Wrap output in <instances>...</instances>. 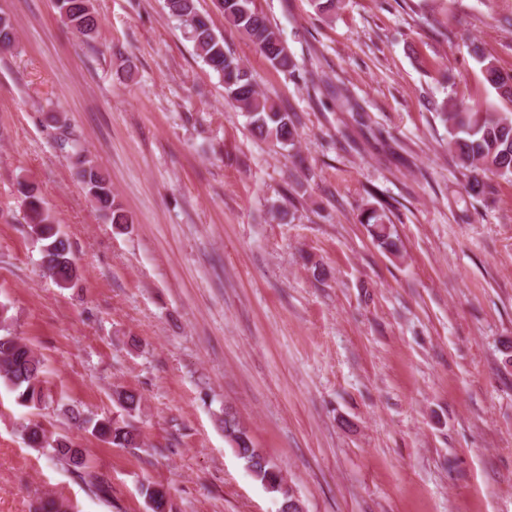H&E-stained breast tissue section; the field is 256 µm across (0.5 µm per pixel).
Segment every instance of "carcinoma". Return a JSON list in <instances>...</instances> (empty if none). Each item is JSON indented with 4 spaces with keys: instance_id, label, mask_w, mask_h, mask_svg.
<instances>
[{
    "instance_id": "cac0c4a2",
    "label": "carcinoma",
    "mask_w": 512,
    "mask_h": 512,
    "mask_svg": "<svg viewBox=\"0 0 512 512\" xmlns=\"http://www.w3.org/2000/svg\"><path fill=\"white\" fill-rule=\"evenodd\" d=\"M196 2L164 0V9L169 17L184 26L198 57L222 77L227 99L246 113L253 132L284 150L294 148L298 136L296 115L282 111L273 100L258 91L250 70L226 48L224 38L215 33L210 16L200 12ZM219 4L225 24L244 35L273 68L291 77L302 75L298 62L286 49L279 29L256 7L254 0H219ZM56 7L60 16L79 34L93 38L98 20L91 0H56ZM15 41L11 20L0 16V47H11ZM472 54L485 81L498 98L512 105V73L499 69L494 59L477 45L473 46ZM439 117L448 125V151L460 169L469 196L476 198L484 194L485 179L490 174L508 180L512 178V108L502 112H482L450 95L443 101ZM78 164L77 176L109 222L116 228L130 223L126 212L115 204L112 185L106 176L90 160L80 159ZM19 188L27 199L26 222L32 236L41 242V259L47 260L49 277L62 287L72 285L79 279V273L70 257L69 241L59 233L34 189L25 182L19 183ZM360 223L367 227L379 247L394 255L400 252L399 238L384 223V215L378 210H364ZM9 320L8 309L1 308L0 379L13 388L19 404H40L45 398L43 364L31 348L11 331ZM113 396L128 416L140 411L141 397L136 392L121 387L113 391ZM63 414L80 427L89 426L92 435L109 445L141 447L139 434L127 422L121 425L113 418H86L76 406L65 408ZM221 424L224 436L252 475L281 500L291 499L290 486L281 469L254 446L236 415L224 412ZM24 438L29 447L46 451L67 464L96 492L104 494L108 491V485L95 470L85 450L68 438L49 435L42 423L35 421L24 427ZM141 488L150 512H173L169 493L163 486L149 481ZM68 509L64 499L48 495L40 500L36 512H68Z\"/></svg>"
}]
</instances>
